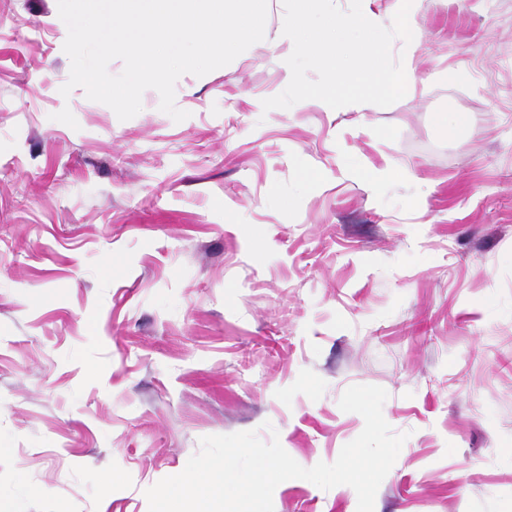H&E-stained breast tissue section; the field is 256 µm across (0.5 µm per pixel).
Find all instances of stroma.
I'll return each instance as SVG.
<instances>
[{
	"mask_svg": "<svg viewBox=\"0 0 512 512\" xmlns=\"http://www.w3.org/2000/svg\"><path fill=\"white\" fill-rule=\"evenodd\" d=\"M283 18L122 121L62 96L57 0H0V512H149L209 435L334 462L352 385L407 436L374 512H512V0H420L415 93L361 112L263 110Z\"/></svg>",
	"mask_w": 512,
	"mask_h": 512,
	"instance_id": "1",
	"label": "stroma"
}]
</instances>
